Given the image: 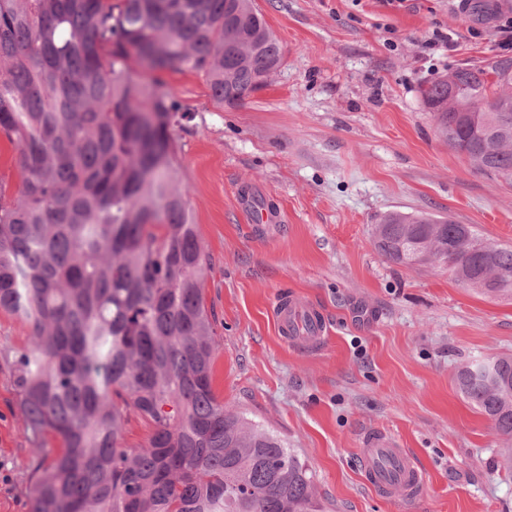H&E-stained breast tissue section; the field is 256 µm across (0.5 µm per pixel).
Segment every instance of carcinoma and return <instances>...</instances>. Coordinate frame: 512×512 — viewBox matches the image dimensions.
I'll list each match as a JSON object with an SVG mask.
<instances>
[{
	"mask_svg": "<svg viewBox=\"0 0 512 512\" xmlns=\"http://www.w3.org/2000/svg\"><path fill=\"white\" fill-rule=\"evenodd\" d=\"M282 63L253 0H0V135L21 178L0 184V311L31 329L12 356L39 454L30 512H322L300 455L213 389L210 261L177 178L186 109L145 79L195 73L233 107ZM423 99L449 147L512 179V64L458 68ZM374 238L389 262L450 264L512 299V247L468 224L394 211ZM456 384L512 473V356ZM132 414L150 427L136 448Z\"/></svg>",
	"mask_w": 512,
	"mask_h": 512,
	"instance_id": "obj_1",
	"label": "carcinoma"
}]
</instances>
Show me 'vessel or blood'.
Returning a JSON list of instances; mask_svg holds the SVG:
<instances>
[{"label":"vessel or blood","instance_id":"vessel-or-blood-1","mask_svg":"<svg viewBox=\"0 0 512 512\" xmlns=\"http://www.w3.org/2000/svg\"><path fill=\"white\" fill-rule=\"evenodd\" d=\"M274 318L284 338L299 341L308 348L321 344L325 322L317 307L292 295L283 296L274 309ZM360 463L367 484L380 493L390 496L398 491L409 499L423 496V472L411 455L399 447L393 435L377 433L370 437Z\"/></svg>","mask_w":512,"mask_h":512}]
</instances>
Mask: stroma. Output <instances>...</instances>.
<instances>
[{"instance_id":"obj_1","label":"stroma","mask_w":512,"mask_h":512,"mask_svg":"<svg viewBox=\"0 0 512 512\" xmlns=\"http://www.w3.org/2000/svg\"><path fill=\"white\" fill-rule=\"evenodd\" d=\"M480 2L464 12L454 0H255L284 50L269 86L220 108L200 76L162 75L189 110L173 135L211 266L214 390L295 448L323 512H512L502 440L456 385L462 363L512 355V300L477 294L444 266L386 262L373 238L401 211L512 246V181L449 148L423 102L456 68L512 63L493 32L512 0ZM438 32L452 33L450 48L429 49ZM250 194L283 223H251ZM286 292L322 310L319 350L279 336L272 309ZM29 340L0 313V512H28L35 481L10 363ZM373 432L421 465V499L367 485L359 453Z\"/></svg>"}]
</instances>
